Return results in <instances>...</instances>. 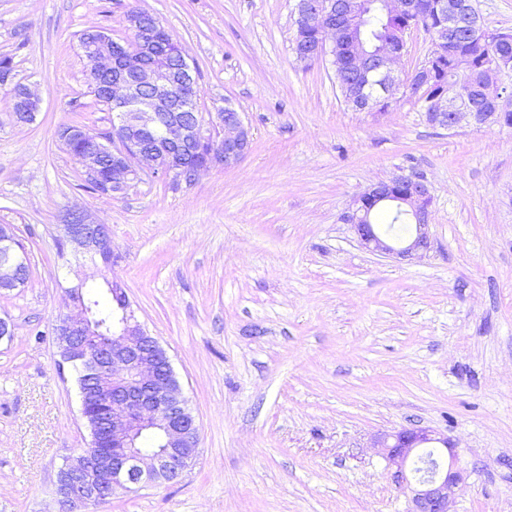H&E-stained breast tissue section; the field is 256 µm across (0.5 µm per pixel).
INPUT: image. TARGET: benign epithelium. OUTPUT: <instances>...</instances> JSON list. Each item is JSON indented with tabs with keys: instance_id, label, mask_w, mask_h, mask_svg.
I'll use <instances>...</instances> for the list:
<instances>
[{
	"instance_id": "obj_1",
	"label": "benign epithelium",
	"mask_w": 512,
	"mask_h": 512,
	"mask_svg": "<svg viewBox=\"0 0 512 512\" xmlns=\"http://www.w3.org/2000/svg\"><path fill=\"white\" fill-rule=\"evenodd\" d=\"M437 15L444 21L429 28L433 53L417 75L415 85L401 80L399 65L404 46L398 45L379 57L369 55L353 42L344 18L350 15L346 0H296L294 23L297 29H311L315 44L299 50L303 55L319 58L353 52V65L362 78L355 102L362 112H373L396 95L414 96L427 84L433 69L454 55L456 35L454 19L467 13L474 21L480 14L473 0H437ZM390 16L403 21L417 20L421 0H387ZM130 39L115 40L109 31L100 32L84 45L91 59L86 73L89 87H97L102 72L114 74L104 90V100L112 108V127L95 133L98 149L79 160L84 175L94 180L103 160L112 157V174L105 184V194H124L146 176L191 179L195 173L222 165L229 169L250 152L252 135L242 113L222 107L208 114V119L185 121L183 114L197 110V74L178 43L168 48L179 66L169 65L165 56L154 55L156 32L153 14L133 10L126 14ZM512 72V59L482 55L483 96L469 107L459 105L466 89H448L427 100V116L435 128L454 130L462 125L507 124L512 122V94L500 86L499 76ZM10 119L18 123L19 113L38 112L41 100L29 85L16 83L11 88ZM402 188L407 215L414 233L397 245L392 238L378 232L369 216V204L388 200L394 187ZM431 197L419 177H399L368 188L357 200L348 222L353 224L359 241L374 253L406 259L430 248L428 207ZM64 239L75 251L100 258L103 265L112 263V237L106 224L91 222L87 211L69 209L62 217ZM0 253V282L16 279L27 263V255L14 249L7 237ZM95 276H88L67 290L74 309L62 317L59 332L80 347L85 343L91 319L83 296L85 289L95 288ZM118 309L113 315L112 336L104 346L90 354L96 372L112 379V408L106 412L107 431L112 439V453L76 454L75 462L57 477V502L64 512H84L88 506L106 501L112 491L122 488L135 492L147 484L159 485L178 481L187 470L199 444L195 416L175 378L169 356L157 339L150 336L135 317L123 290L104 280ZM428 444L448 447V440L428 429H402L376 443L384 449L389 464L396 467L397 481L410 493V512H449V501L462 481L450 463L434 458L425 460L424 475L411 468L418 450Z\"/></svg>"
}]
</instances>
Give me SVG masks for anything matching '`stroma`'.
Masks as SVG:
<instances>
[{
  "mask_svg": "<svg viewBox=\"0 0 512 512\" xmlns=\"http://www.w3.org/2000/svg\"><path fill=\"white\" fill-rule=\"evenodd\" d=\"M293 0H0V54L32 84L34 124L0 86V225L28 252L0 292V512H59L56 476L89 430L55 327L90 258L59 257L61 217L109 224V279L167 351L199 426L183 477L87 512H408L375 448L426 428L463 474L450 512H512V127L430 126L413 99L349 109L330 56L291 45ZM157 16L199 68L201 111L252 133L234 168L149 178L118 198L83 185L61 126L109 128L82 30ZM419 177L429 252L367 250L347 217L370 185Z\"/></svg>",
  "mask_w": 512,
  "mask_h": 512,
  "instance_id": "35a3bbf8",
  "label": "stroma"
}]
</instances>
